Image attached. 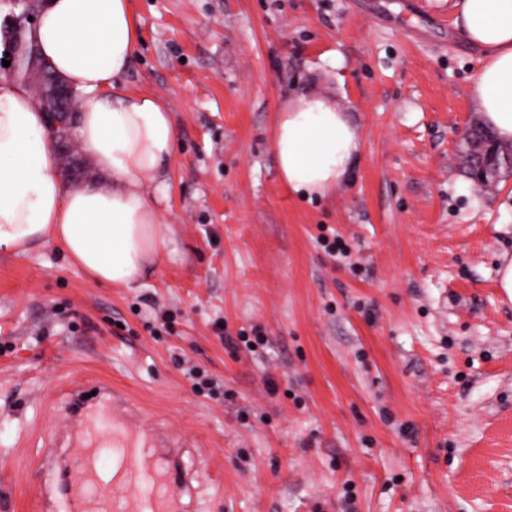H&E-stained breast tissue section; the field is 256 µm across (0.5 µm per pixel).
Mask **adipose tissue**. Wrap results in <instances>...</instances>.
<instances>
[{
    "instance_id": "1",
    "label": "adipose tissue",
    "mask_w": 512,
    "mask_h": 512,
    "mask_svg": "<svg viewBox=\"0 0 512 512\" xmlns=\"http://www.w3.org/2000/svg\"><path fill=\"white\" fill-rule=\"evenodd\" d=\"M462 31L482 51L472 84L479 118L512 142V0H460ZM141 32L130 0H45L36 50L79 101L78 141L107 183H64L29 85L0 79V251L53 240L99 284L132 286L166 244L146 192L174 154L166 103L121 84ZM360 133L326 94L292 92L278 113L273 150L282 180L323 197L347 178Z\"/></svg>"
}]
</instances>
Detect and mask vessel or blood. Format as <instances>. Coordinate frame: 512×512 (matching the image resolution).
Instances as JSON below:
<instances>
[{"label":"vessel or blood","instance_id":"obj_1","mask_svg":"<svg viewBox=\"0 0 512 512\" xmlns=\"http://www.w3.org/2000/svg\"><path fill=\"white\" fill-rule=\"evenodd\" d=\"M66 512H185L188 472L162 466L147 437L101 422L75 452L64 479Z\"/></svg>","mask_w":512,"mask_h":512}]
</instances>
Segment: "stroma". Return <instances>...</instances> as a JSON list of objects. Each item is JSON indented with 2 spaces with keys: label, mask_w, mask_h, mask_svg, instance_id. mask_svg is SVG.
<instances>
[{
  "label": "stroma",
  "mask_w": 512,
  "mask_h": 512,
  "mask_svg": "<svg viewBox=\"0 0 512 512\" xmlns=\"http://www.w3.org/2000/svg\"><path fill=\"white\" fill-rule=\"evenodd\" d=\"M456 2L131 0L120 84L179 129L147 188L168 243L129 288L53 242L0 252V512H39L75 379L159 452L194 440L193 512H512V170L483 191L464 165L482 53ZM307 89L361 134L313 199L272 144Z\"/></svg>",
  "instance_id": "stroma-1"
}]
</instances>
